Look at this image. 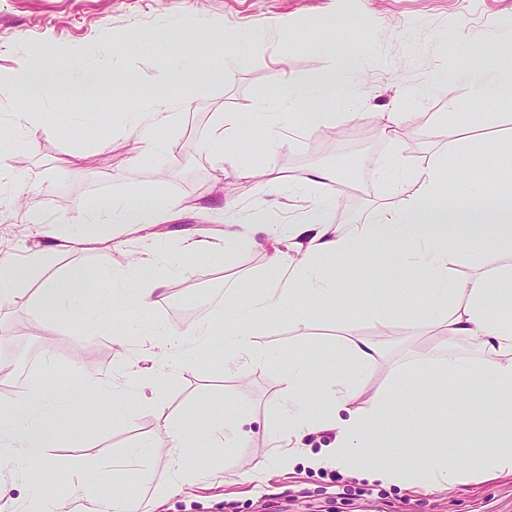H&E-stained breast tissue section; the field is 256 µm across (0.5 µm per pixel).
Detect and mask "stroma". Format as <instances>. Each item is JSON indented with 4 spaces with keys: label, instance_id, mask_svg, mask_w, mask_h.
<instances>
[{
    "label": "stroma",
    "instance_id": "35a3bbf8",
    "mask_svg": "<svg viewBox=\"0 0 512 512\" xmlns=\"http://www.w3.org/2000/svg\"><path fill=\"white\" fill-rule=\"evenodd\" d=\"M185 28L213 34L208 49L175 38V31ZM474 29L512 30V0H0V167L13 169L31 207L46 222L74 230L82 225L83 205L122 198L128 186L141 205H173L172 220L151 233L58 258L57 267L83 274L88 291L106 288L102 271L128 268L130 258L139 255L148 263L128 269L129 278L163 276L168 286L184 285L183 300L193 305L233 283L244 301L269 271L268 250L241 247L219 261L186 257L178 249L185 237L221 240L226 206L247 211L264 205L286 217L296 215L306 204L307 178L330 169L349 188L348 202L336 209L333 220L340 231H353L392 198L390 183L366 166L367 158L396 154L422 166L444 154L450 165L462 166V159L448 151L460 137V124L426 123L429 114L445 111L443 93L449 87L463 101L462 117L483 113L482 134L512 141V98L482 107L466 100L458 43ZM73 44L83 45L86 54L71 61L70 83L108 59L115 77L131 82L130 97L88 102L62 93L49 101L19 100L7 82L12 70L24 61L49 66V48ZM347 56L356 60L346 73L348 81L372 89L361 105L327 104L336 119L325 124L312 123L296 110L289 117L290 142L274 148L245 137L224 154L228 170L239 163L272 164L284 172V182L256 184L230 173L218 177L206 149L212 128L227 113L248 124L263 120L257 103L268 91L275 60L287 59V75L295 79ZM168 69L188 77L209 69L223 78L201 90L191 109L156 130L157 139L176 142L177 150L149 155L122 128L132 120L134 102L178 92L177 84L161 78ZM27 111L41 113V124L25 123ZM377 112L410 114V135L398 145L375 131L358 138L356 128L372 124ZM75 151L85 155L78 169L64 163ZM38 245L31 225L0 205V250L21 254ZM336 276L341 294L314 309L307 327H295L283 315H262L248 323L256 346L271 352L269 361L225 369L224 346L216 342L189 366L158 372L166 415L199 433L183 463L189 478L172 494L167 488L178 475L160 451L169 441L165 427L150 409L113 420L112 398L105 390L107 383L153 366L149 351L157 343V327L175 323L170 302L143 313L135 326L115 315L112 305L102 306L93 336L76 321L43 320L27 298L0 307V336L6 338L0 366L10 370L0 382L6 388L0 407L17 402L39 380L84 395L70 409L80 439L48 449L40 463L46 484L71 489L54 502L55 512H79L86 499L120 493L136 497L144 512H512L511 475L426 491L387 488L346 474L336 479L299 465L277 467L288 428L278 405L283 371L292 361L322 372L336 370L338 345L349 334L373 342L381 352L364 382L367 393L389 388L395 400L424 407L426 420L444 423L458 457L479 449L455 421L476 419L483 400L470 397L455 419H448L447 381L420 366L424 355L446 349L443 324L419 313L427 283L408 270L380 264L368 273L340 270ZM371 295L392 312L384 325L352 319L355 301ZM228 400L253 419L239 448L212 446L208 427L199 420L206 410L221 413ZM130 451L143 462V475L113 472V462Z\"/></svg>",
    "mask_w": 512,
    "mask_h": 512
}]
</instances>
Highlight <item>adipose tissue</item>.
I'll use <instances>...</instances> for the list:
<instances>
[{
	"label": "adipose tissue",
	"mask_w": 512,
	"mask_h": 512,
	"mask_svg": "<svg viewBox=\"0 0 512 512\" xmlns=\"http://www.w3.org/2000/svg\"><path fill=\"white\" fill-rule=\"evenodd\" d=\"M460 50L466 61L463 77L469 99L475 103L499 100L512 91V33L466 35ZM354 64L344 58L337 67L312 71L290 80L284 70H276V92L262 98L268 110L266 122L258 127L242 126L235 114H225L207 144L208 151L242 136H259L272 145L287 139V127L279 119L283 110H295L301 103L357 101L365 89L350 88L344 70ZM191 92L178 96L154 97L146 110L135 113L130 132L143 151H174L171 142H160L154 130L169 122L175 110L191 105ZM459 152L471 159L466 175L449 169L446 162L433 159L427 165L410 167L400 158L375 160L377 171L396 177L393 193L400 203L378 205L367 223L347 233L335 228L332 215L339 194L331 184L333 173L314 171L308 180V203L288 227V250L276 252L274 266L263 289L246 309H231L224 319L226 366L259 358L246 330L245 315L267 312L287 314L290 324L309 323L306 310L296 304V294L306 290L321 303L335 296L337 266L359 259L369 248L371 259L406 265L430 285L422 315L444 322L448 327L447 354L425 357L422 365L431 375L450 380L467 378L472 392L483 396L482 416L469 425L481 448L466 462H454V448L430 452L409 464L394 465L375 453L364 436L373 428L395 437L424 424L420 409L413 405L394 406L391 395H366L362 385L375 367L380 351L364 339L345 338L340 350L346 365L330 374L314 372L308 365H289L281 376L280 407L288 419L287 450L279 458L280 467L302 462L315 469H336L363 476L386 485L421 487L426 490L454 489L492 473L512 474V314H503L501 301L512 297V201L503 199L489 168L512 173V151L500 149L497 141L485 139L461 144ZM25 223L33 225L44 247L23 258L0 257V306L23 297L32 281L40 286L34 302L46 319L63 322L72 308L86 298V285L73 270L52 273L57 257L76 246L110 243L116 238L140 232L167 221L169 206L144 208L123 200L107 208L85 209V227L76 234L60 225L48 224L30 208L18 207ZM280 216L269 209L224 211V241L251 246L259 234L279 223ZM475 267V275L455 280L450 270L459 257ZM209 325L186 329L170 328L164 333L161 362L188 364L195 345L213 342ZM466 344L477 354L464 359L456 350ZM323 395L326 411L309 413L307 395ZM72 396L54 382L34 386L27 400L0 411V457L30 481L33 500L53 499L54 493L38 477L44 449L76 436L77 426L69 422L67 407ZM161 408L162 398L150 376L142 371L128 375L123 388L112 393V416H132L136 407ZM317 430L335 431L332 447L313 450L300 445L301 438Z\"/></svg>",
	"instance_id": "adipose-tissue-1"
}]
</instances>
